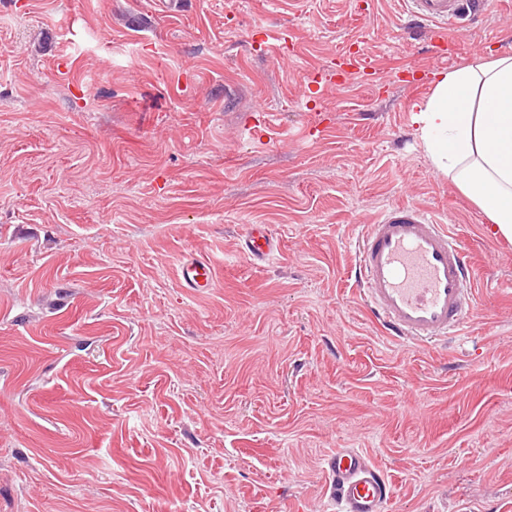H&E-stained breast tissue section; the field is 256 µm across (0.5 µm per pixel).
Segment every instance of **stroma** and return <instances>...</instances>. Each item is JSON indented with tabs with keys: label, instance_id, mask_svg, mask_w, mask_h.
I'll use <instances>...</instances> for the list:
<instances>
[{
	"label": "stroma",
	"instance_id": "1",
	"mask_svg": "<svg viewBox=\"0 0 512 512\" xmlns=\"http://www.w3.org/2000/svg\"><path fill=\"white\" fill-rule=\"evenodd\" d=\"M479 53L512 0L443 38L399 0H0V512H322L338 448L385 512H512V243L411 121ZM402 206L477 259L464 340L365 308ZM245 253L257 263L272 260L278 253V246L265 225L252 224L245 235ZM179 276L182 285L194 294L208 292L214 286V274L205 257L191 258L180 265Z\"/></svg>",
	"mask_w": 512,
	"mask_h": 512
}]
</instances>
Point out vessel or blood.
I'll return each mask as SVG.
<instances>
[{
	"label": "vessel or blood",
	"instance_id": "vessel-or-blood-1",
	"mask_svg": "<svg viewBox=\"0 0 512 512\" xmlns=\"http://www.w3.org/2000/svg\"><path fill=\"white\" fill-rule=\"evenodd\" d=\"M405 13L441 30L484 15L489 0H400ZM245 253L272 260L278 246L265 225H251ZM180 280L192 293L208 292L214 274L208 259L181 264ZM355 280L374 320L393 339L431 345L458 336L470 310L471 264L447 227L407 207L369 225L359 244ZM330 512H384L394 496L392 479L359 448H338L324 461Z\"/></svg>",
	"mask_w": 512,
	"mask_h": 512
}]
</instances>
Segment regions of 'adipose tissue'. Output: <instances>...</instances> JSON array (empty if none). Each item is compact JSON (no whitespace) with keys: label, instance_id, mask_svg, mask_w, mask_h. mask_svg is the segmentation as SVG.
<instances>
[{"label":"adipose tissue","instance_id":"obj_1","mask_svg":"<svg viewBox=\"0 0 512 512\" xmlns=\"http://www.w3.org/2000/svg\"><path fill=\"white\" fill-rule=\"evenodd\" d=\"M412 123L435 171L512 242V55L437 73Z\"/></svg>","mask_w":512,"mask_h":512}]
</instances>
